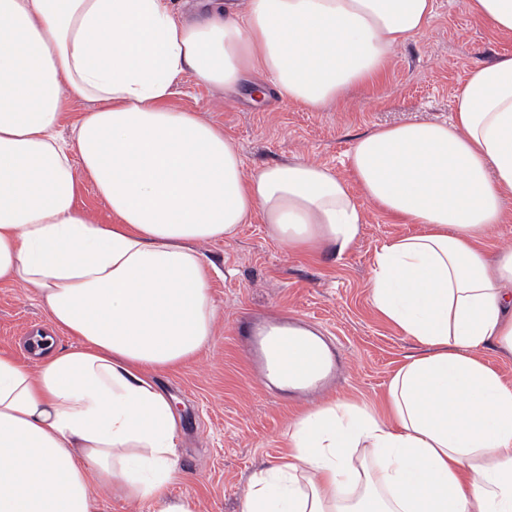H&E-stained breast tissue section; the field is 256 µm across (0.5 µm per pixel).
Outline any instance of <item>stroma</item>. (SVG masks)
Masks as SVG:
<instances>
[{"label":"stroma","mask_w":512,"mask_h":512,"mask_svg":"<svg viewBox=\"0 0 512 512\" xmlns=\"http://www.w3.org/2000/svg\"><path fill=\"white\" fill-rule=\"evenodd\" d=\"M512 52V38L495 37L465 0H435L425 29L394 50L381 81L350 87L340 105L309 108L270 96L253 100L184 77L175 108L223 129L246 171L303 159L341 176L358 135L389 124L447 119L469 69ZM361 239L343 260L288 250L265 233L260 216L234 239L201 243L217 314L207 345L160 375L179 418L180 477L169 497H191L196 512H242L252 476L288 453L285 434L301 413L338 400L378 405L388 383L418 343L375 312L369 290L377 247L414 232L364 204ZM295 316L342 344L332 389L304 401L255 379L234 326L251 316ZM49 329L41 304L25 288L0 284V353L27 362L29 341Z\"/></svg>","instance_id":"35a3bbf8"}]
</instances>
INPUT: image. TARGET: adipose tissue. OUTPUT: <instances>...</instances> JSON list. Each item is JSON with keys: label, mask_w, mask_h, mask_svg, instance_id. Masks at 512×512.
<instances>
[{"label": "adipose tissue", "mask_w": 512, "mask_h": 512, "mask_svg": "<svg viewBox=\"0 0 512 512\" xmlns=\"http://www.w3.org/2000/svg\"><path fill=\"white\" fill-rule=\"evenodd\" d=\"M435 0H0V282L80 340L29 371L0 356V512H92L94 488L168 498L178 426L159 371L208 342L205 241L260 214L291 250L343 259L363 205L421 230L375 254V310L422 345L383 412L340 403L289 433L243 512H512V249L483 236L512 210V54L475 65L445 121L359 136L350 178L299 159L245 171L223 129L170 106L179 81L260 79L312 108L380 78ZM86 109L61 127L70 103ZM90 180L101 223L76 204ZM370 464L356 465L357 451Z\"/></svg>", "instance_id": "obj_1"}]
</instances>
